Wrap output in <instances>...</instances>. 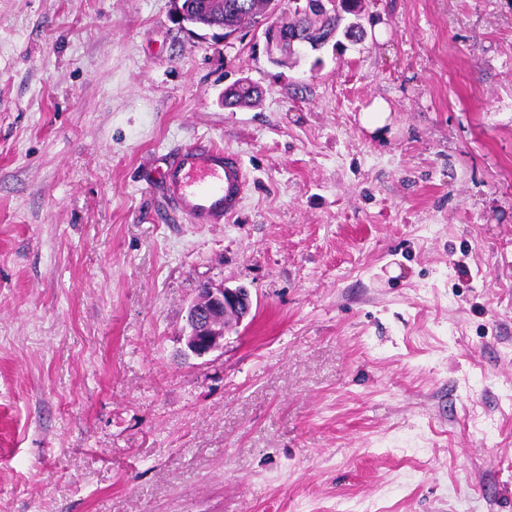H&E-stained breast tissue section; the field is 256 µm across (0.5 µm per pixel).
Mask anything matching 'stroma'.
Segmentation results:
<instances>
[{"label":"stroma","instance_id":"1","mask_svg":"<svg viewBox=\"0 0 512 512\" xmlns=\"http://www.w3.org/2000/svg\"><path fill=\"white\" fill-rule=\"evenodd\" d=\"M342 23L277 64L173 0H0V512H512V0ZM201 137L226 224L160 180ZM204 282L254 319L197 359ZM390 112L383 101L376 102L373 107L363 112L361 115V124L369 131L373 132L386 126ZM162 180L176 209L192 224L228 222L249 186L241 160L206 139L175 150Z\"/></svg>","mask_w":512,"mask_h":512}]
</instances>
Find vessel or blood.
I'll use <instances>...</instances> for the list:
<instances>
[{
    "instance_id": "1",
    "label": "vessel or blood",
    "mask_w": 512,
    "mask_h": 512,
    "mask_svg": "<svg viewBox=\"0 0 512 512\" xmlns=\"http://www.w3.org/2000/svg\"><path fill=\"white\" fill-rule=\"evenodd\" d=\"M162 180L176 209L193 224L229 221L249 186L241 160L206 139L175 150Z\"/></svg>"
}]
</instances>
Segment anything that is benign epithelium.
I'll return each mask as SVG.
<instances>
[{
  "mask_svg": "<svg viewBox=\"0 0 512 512\" xmlns=\"http://www.w3.org/2000/svg\"><path fill=\"white\" fill-rule=\"evenodd\" d=\"M175 0L176 11L181 22L193 27H215L213 18L206 13H187V8ZM277 0H265L262 15L257 18V26L263 28L267 52L275 63H286L299 54L303 46L314 44L307 33L286 32L281 25L271 20L270 7ZM252 301L244 287L229 288L204 283L198 288V295L188 306L189 322L185 336V352L188 356L202 358L217 350L224 340V334L231 323L240 324L250 314Z\"/></svg>",
  "mask_w": 512,
  "mask_h": 512,
  "instance_id": "1",
  "label": "benign epithelium"
}]
</instances>
